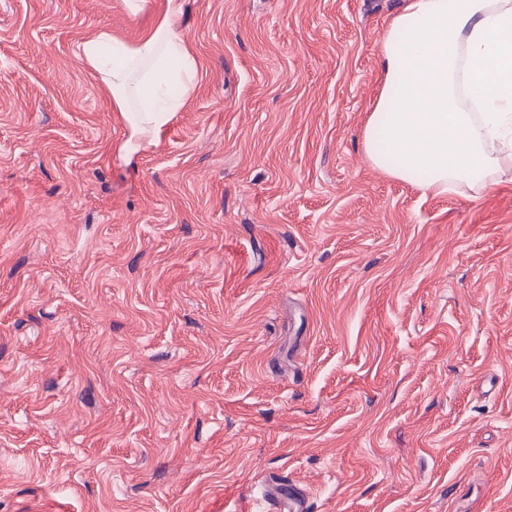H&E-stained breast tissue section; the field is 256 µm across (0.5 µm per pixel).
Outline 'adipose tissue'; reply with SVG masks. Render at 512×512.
Here are the masks:
<instances>
[{"label": "adipose tissue", "instance_id": "adipose-tissue-1", "mask_svg": "<svg viewBox=\"0 0 512 512\" xmlns=\"http://www.w3.org/2000/svg\"><path fill=\"white\" fill-rule=\"evenodd\" d=\"M181 0L136 42L101 29L78 60L109 92L126 157L155 144L197 89L199 61L175 32ZM380 87L363 127L371 164L444 195L512 169V0H404L388 25ZM182 88L168 95L170 85Z\"/></svg>", "mask_w": 512, "mask_h": 512}]
</instances>
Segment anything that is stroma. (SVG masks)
<instances>
[{
  "mask_svg": "<svg viewBox=\"0 0 512 512\" xmlns=\"http://www.w3.org/2000/svg\"><path fill=\"white\" fill-rule=\"evenodd\" d=\"M165 2L0 0V512H512V177L367 160L401 0H182L130 161L78 45ZM259 501L263 502L265 505V507H261L260 510H258L260 512H271L273 509H288L289 512H303L306 509L304 497L298 490L293 488L288 489V497H284L281 492L273 491L264 494Z\"/></svg>",
  "mask_w": 512,
  "mask_h": 512,
  "instance_id": "stroma-1",
  "label": "stroma"
}]
</instances>
